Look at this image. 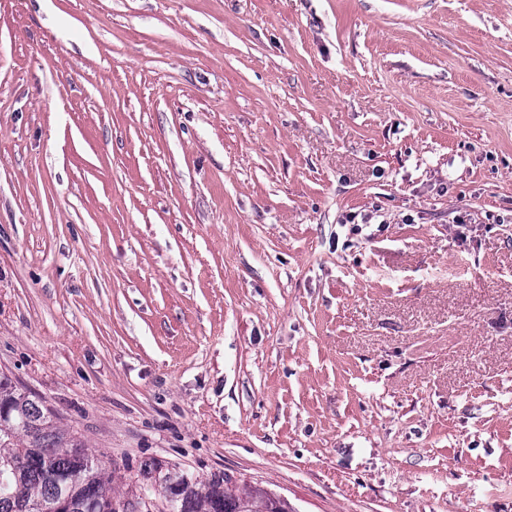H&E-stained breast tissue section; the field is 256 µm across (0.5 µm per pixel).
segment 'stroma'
<instances>
[{
    "label": "stroma",
    "mask_w": 512,
    "mask_h": 512,
    "mask_svg": "<svg viewBox=\"0 0 512 512\" xmlns=\"http://www.w3.org/2000/svg\"><path fill=\"white\" fill-rule=\"evenodd\" d=\"M1 371L131 474L512 512V0H0Z\"/></svg>",
    "instance_id": "obj_1"
}]
</instances>
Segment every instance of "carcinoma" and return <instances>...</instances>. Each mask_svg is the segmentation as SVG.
<instances>
[{
  "instance_id": "cac0c4a2",
  "label": "carcinoma",
  "mask_w": 512,
  "mask_h": 512,
  "mask_svg": "<svg viewBox=\"0 0 512 512\" xmlns=\"http://www.w3.org/2000/svg\"><path fill=\"white\" fill-rule=\"evenodd\" d=\"M269 494L154 460L121 474L89 454L76 431L59 427L38 396L0 374V512H106L112 502L131 512H292L287 503L272 508Z\"/></svg>"
}]
</instances>
